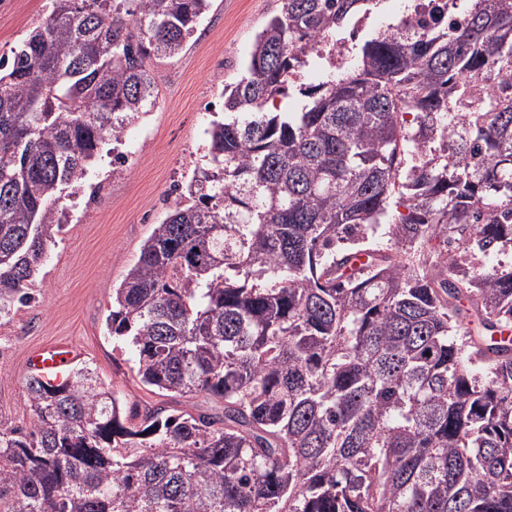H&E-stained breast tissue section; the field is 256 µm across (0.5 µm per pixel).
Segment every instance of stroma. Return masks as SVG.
I'll return each mask as SVG.
<instances>
[{
  "instance_id": "obj_1",
  "label": "stroma",
  "mask_w": 512,
  "mask_h": 512,
  "mask_svg": "<svg viewBox=\"0 0 512 512\" xmlns=\"http://www.w3.org/2000/svg\"><path fill=\"white\" fill-rule=\"evenodd\" d=\"M49 0H0V55L47 15ZM278 0H212L185 50L151 63L158 90L146 118L132 123L120 147L126 162L103 153L75 196L35 288L37 301L0 321V423L31 426L27 363L46 344L80 345L127 406H170L139 383L129 353L114 347L105 319L112 290L138 260L145 240L174 204L175 184L203 165L212 122L223 120L225 83L239 79L251 45Z\"/></svg>"
}]
</instances>
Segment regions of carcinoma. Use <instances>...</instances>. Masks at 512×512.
<instances>
[{
    "mask_svg": "<svg viewBox=\"0 0 512 512\" xmlns=\"http://www.w3.org/2000/svg\"><path fill=\"white\" fill-rule=\"evenodd\" d=\"M380 2L282 0L112 289L140 384L210 405L128 411L83 363L30 375L0 512H512V260L481 270L512 257V0H458L440 34L390 24L267 110ZM209 7L51 0L0 56V319Z\"/></svg>",
    "mask_w": 512,
    "mask_h": 512,
    "instance_id": "carcinoma-1",
    "label": "carcinoma"
}]
</instances>
